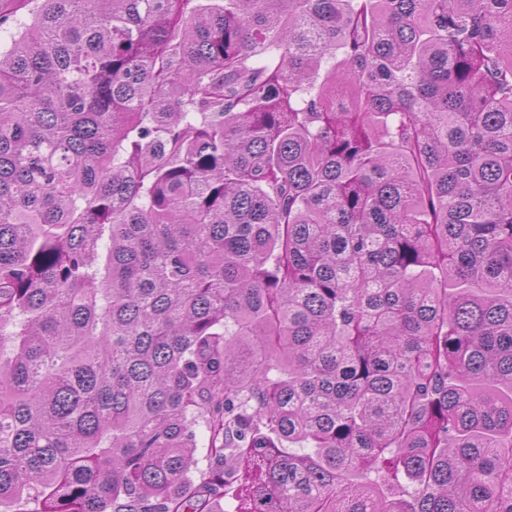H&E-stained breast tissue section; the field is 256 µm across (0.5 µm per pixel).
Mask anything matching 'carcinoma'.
<instances>
[{
    "instance_id": "carcinoma-1",
    "label": "carcinoma",
    "mask_w": 512,
    "mask_h": 512,
    "mask_svg": "<svg viewBox=\"0 0 512 512\" xmlns=\"http://www.w3.org/2000/svg\"><path fill=\"white\" fill-rule=\"evenodd\" d=\"M13 22L0 512H512V0Z\"/></svg>"
}]
</instances>
